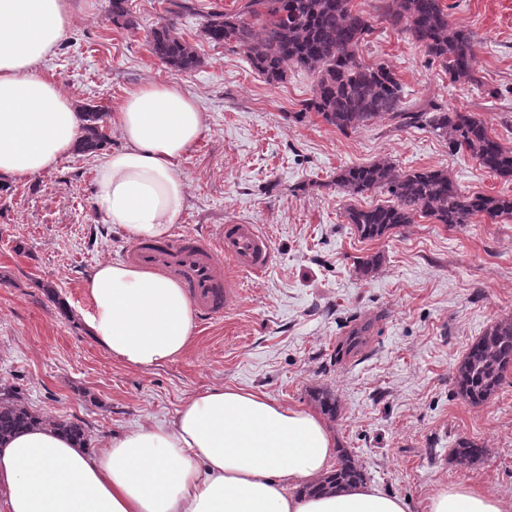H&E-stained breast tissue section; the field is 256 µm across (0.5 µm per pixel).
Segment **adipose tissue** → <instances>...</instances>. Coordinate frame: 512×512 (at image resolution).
Returning a JSON list of instances; mask_svg holds the SVG:
<instances>
[{
    "label": "adipose tissue",
    "instance_id": "ef3b65f1",
    "mask_svg": "<svg viewBox=\"0 0 512 512\" xmlns=\"http://www.w3.org/2000/svg\"><path fill=\"white\" fill-rule=\"evenodd\" d=\"M72 0H0V179L54 169L80 140L83 115L40 64L64 39ZM122 144L97 170V206L126 239L169 235L186 198L180 164L204 127L196 100L168 82L132 92L112 115ZM90 337L134 369L190 348L193 303L169 275L112 260L83 281ZM335 440L316 413L261 393L214 387L189 397L168 424L143 425L99 448L26 428L0 441L5 512H406L403 498L367 485L313 495ZM428 512H507L475 487L440 488Z\"/></svg>",
    "mask_w": 512,
    "mask_h": 512
}]
</instances>
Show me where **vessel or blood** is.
I'll list each match as a JSON object with an SVG mask.
<instances>
[{"mask_svg": "<svg viewBox=\"0 0 512 512\" xmlns=\"http://www.w3.org/2000/svg\"><path fill=\"white\" fill-rule=\"evenodd\" d=\"M125 257L168 272L207 319L222 315L236 302L239 275H263L273 262L270 239L255 224L224 225L213 240L179 233L164 241L141 242Z\"/></svg>", "mask_w": 512, "mask_h": 512, "instance_id": "1", "label": "vessel or blood"}]
</instances>
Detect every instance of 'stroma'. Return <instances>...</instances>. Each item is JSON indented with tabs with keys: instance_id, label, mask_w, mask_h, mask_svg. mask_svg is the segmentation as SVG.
<instances>
[{
	"instance_id": "stroma-1",
	"label": "stroma",
	"mask_w": 512,
	"mask_h": 512,
	"mask_svg": "<svg viewBox=\"0 0 512 512\" xmlns=\"http://www.w3.org/2000/svg\"><path fill=\"white\" fill-rule=\"evenodd\" d=\"M129 0L140 24H113L110 0H73L70 29L42 72L76 105L115 112L132 88L179 85L205 116L202 135L180 165L186 181L181 230L215 236L224 224H258L273 263L241 275L240 301L197 320L195 339L175 360L127 367L85 332L82 282L93 266L121 260L129 246L95 201L100 156L78 153L55 169L0 190V391L16 390L33 409L78 419L97 447L150 422L172 421L185 399L211 387L264 393L314 409L324 389L338 401L328 427L339 449L366 473V485L427 512L442 486H472L512 503V369L497 392L474 406L457 394L454 372L468 347L495 322L512 318V218L472 217L456 226L418 218L378 240H364L349 207L387 195L349 196L335 186L347 166L379 160L403 172L442 170L463 193L512 195V180L452 152L425 129L381 119L355 132L327 125L302 104L315 77L295 67L267 83L243 51L202 34L203 17L239 0ZM448 21L471 31L477 80L450 82L402 32L376 25L362 56L388 65L406 102L474 113L512 145V0H443ZM175 20L202 64L182 72L149 51L156 25ZM382 262L371 274L357 263ZM363 347L339 354L355 327ZM469 439L482 459L462 462L453 448Z\"/></svg>"
}]
</instances>
